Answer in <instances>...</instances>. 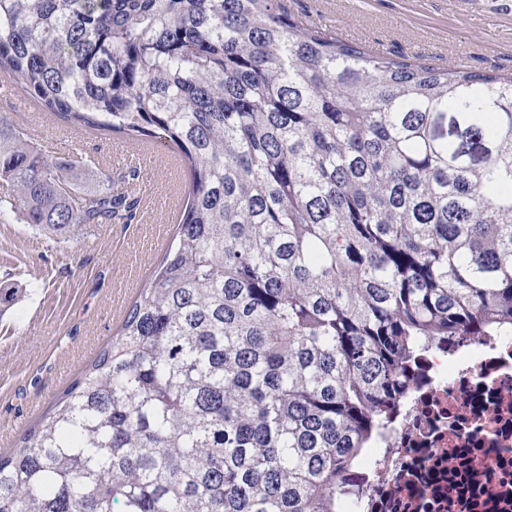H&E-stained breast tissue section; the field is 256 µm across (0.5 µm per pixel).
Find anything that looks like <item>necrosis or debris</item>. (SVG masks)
<instances>
[{"mask_svg": "<svg viewBox=\"0 0 512 512\" xmlns=\"http://www.w3.org/2000/svg\"><path fill=\"white\" fill-rule=\"evenodd\" d=\"M340 512H512V333L429 350Z\"/></svg>", "mask_w": 512, "mask_h": 512, "instance_id": "4bbe7bcc", "label": "necrosis or debris"}]
</instances>
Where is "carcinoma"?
Listing matches in <instances>:
<instances>
[{
  "label": "carcinoma",
  "instance_id": "carcinoma-1",
  "mask_svg": "<svg viewBox=\"0 0 512 512\" xmlns=\"http://www.w3.org/2000/svg\"><path fill=\"white\" fill-rule=\"evenodd\" d=\"M0 77L188 180L117 337L0 455V512H336L416 358L512 331L511 77L280 0H0ZM140 178L0 117V224H129Z\"/></svg>",
  "mask_w": 512,
  "mask_h": 512
}]
</instances>
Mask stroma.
<instances>
[{
	"instance_id": "stroma-1",
	"label": "stroma",
	"mask_w": 512,
	"mask_h": 512,
	"mask_svg": "<svg viewBox=\"0 0 512 512\" xmlns=\"http://www.w3.org/2000/svg\"><path fill=\"white\" fill-rule=\"evenodd\" d=\"M312 24L393 56L512 75V0H281ZM0 116L25 123L50 155L85 153L121 163L110 135L59 129L0 95ZM138 222L79 228L70 239L0 224V285L21 288L0 312V454L116 337L128 308L175 232L162 205L177 187L148 159Z\"/></svg>"
}]
</instances>
